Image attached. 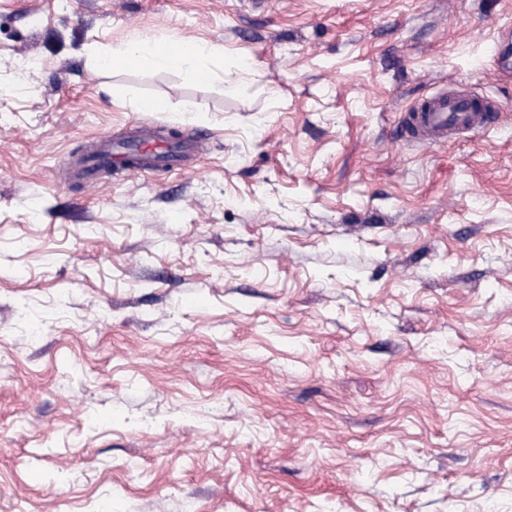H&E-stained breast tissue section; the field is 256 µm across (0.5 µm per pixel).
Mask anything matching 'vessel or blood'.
<instances>
[{"instance_id":"b4317fda","label":"vessel or blood","mask_w":512,"mask_h":512,"mask_svg":"<svg viewBox=\"0 0 512 512\" xmlns=\"http://www.w3.org/2000/svg\"><path fill=\"white\" fill-rule=\"evenodd\" d=\"M497 113L490 101H476L473 95L451 96L439 93L407 113L402 134L407 141L434 144L449 135H464L495 126ZM135 147L145 169L168 171L178 166L181 146L160 140L150 129H142Z\"/></svg>"}]
</instances>
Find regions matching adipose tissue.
Returning a JSON list of instances; mask_svg holds the SVG:
<instances>
[{"mask_svg": "<svg viewBox=\"0 0 512 512\" xmlns=\"http://www.w3.org/2000/svg\"><path fill=\"white\" fill-rule=\"evenodd\" d=\"M212 54L211 46L188 39L157 41L142 38L97 58L100 68L109 70L115 67H127L147 70L176 68L189 79L211 81L214 73L206 65Z\"/></svg>", "mask_w": 512, "mask_h": 512, "instance_id": "adipose-tissue-1", "label": "adipose tissue"}]
</instances>
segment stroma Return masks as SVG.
Segmentation results:
<instances>
[{
  "label": "stroma",
  "mask_w": 512,
  "mask_h": 512,
  "mask_svg": "<svg viewBox=\"0 0 512 512\" xmlns=\"http://www.w3.org/2000/svg\"><path fill=\"white\" fill-rule=\"evenodd\" d=\"M509 23L512 0H0V512H512ZM171 35L226 80L93 65ZM450 90L498 128L405 142ZM142 125L208 140L85 179Z\"/></svg>",
  "instance_id": "stroma-1"
}]
</instances>
